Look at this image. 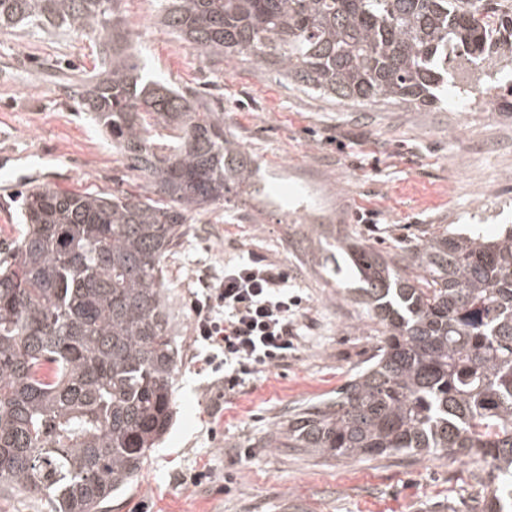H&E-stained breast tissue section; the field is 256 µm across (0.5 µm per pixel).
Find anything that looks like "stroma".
Returning <instances> with one entry per match:
<instances>
[{
  "label": "stroma",
  "instance_id": "stroma-1",
  "mask_svg": "<svg viewBox=\"0 0 512 512\" xmlns=\"http://www.w3.org/2000/svg\"><path fill=\"white\" fill-rule=\"evenodd\" d=\"M143 63L157 78L224 103V129L259 168L232 205L196 215L168 260L166 300L181 346L175 417L158 448L104 512H474L495 486L486 465L446 456L336 459L272 448L301 406L334 397L380 345L354 300L340 240L382 252L445 230L491 236L512 225V93L490 112L403 102L352 105L287 84L238 56L215 65L160 27L156 0H122ZM96 48L86 38L0 34V248L17 238L22 193L133 189L136 180L91 119L67 97ZM275 195L279 208L258 205ZM258 253L287 267L306 298L296 356L245 390L225 393L198 362L189 298L200 270ZM211 473L194 485V472Z\"/></svg>",
  "mask_w": 512,
  "mask_h": 512
}]
</instances>
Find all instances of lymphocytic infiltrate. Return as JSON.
Returning <instances> with one entry per match:
<instances>
[{
    "instance_id": "lymphocytic-infiltrate-1",
    "label": "lymphocytic infiltrate",
    "mask_w": 512,
    "mask_h": 512,
    "mask_svg": "<svg viewBox=\"0 0 512 512\" xmlns=\"http://www.w3.org/2000/svg\"><path fill=\"white\" fill-rule=\"evenodd\" d=\"M190 311L195 339L206 349L203 361L221 373L228 392L286 362L299 347L302 299L287 268L262 255L200 275Z\"/></svg>"
}]
</instances>
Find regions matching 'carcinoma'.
I'll return each instance as SVG.
<instances>
[{
  "label": "carcinoma",
  "instance_id": "obj_1",
  "mask_svg": "<svg viewBox=\"0 0 512 512\" xmlns=\"http://www.w3.org/2000/svg\"><path fill=\"white\" fill-rule=\"evenodd\" d=\"M120 0H0V31L93 40L98 71L66 94L135 173L134 190L27 191L0 259V486L51 512H102L139 475L174 416L179 344L166 260L193 218L250 186L252 157L224 105L141 66ZM159 23L216 63L259 68L349 103L441 102L451 62L498 47L512 15L465 0H159ZM357 303L383 340L336 397L279 427L276 448L335 458L446 453L490 468L481 512L512 509V227L443 232L384 254L343 243Z\"/></svg>",
  "mask_w": 512,
  "mask_h": 512
}]
</instances>
